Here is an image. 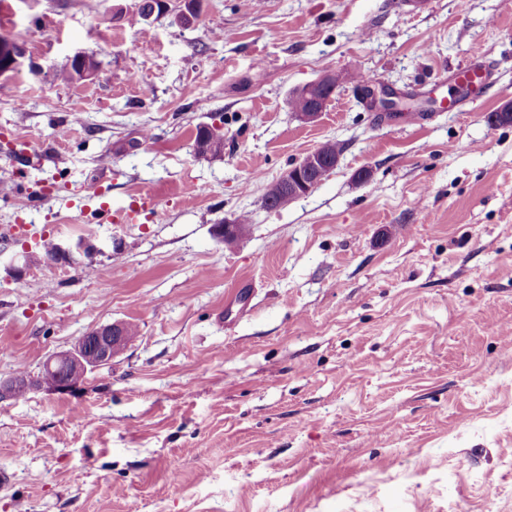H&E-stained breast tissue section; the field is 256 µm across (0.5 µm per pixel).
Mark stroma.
Returning a JSON list of instances; mask_svg holds the SVG:
<instances>
[{
  "mask_svg": "<svg viewBox=\"0 0 512 512\" xmlns=\"http://www.w3.org/2000/svg\"><path fill=\"white\" fill-rule=\"evenodd\" d=\"M0 0V378L139 334L67 391L0 401V512H512V0ZM492 64L462 110L438 73ZM95 56L88 79L58 73ZM345 74L314 122L291 92ZM429 100L415 124L358 76ZM224 122V153L196 157ZM333 172L267 188L326 141ZM153 198L139 223L102 207ZM249 218L225 248V222ZM51 239L73 260L23 267ZM92 246L85 274L78 244ZM250 285L246 309L229 297ZM288 197H299L312 190V186L307 182L301 173V167L293 165L288 172L274 183Z\"/></svg>",
  "mask_w": 512,
  "mask_h": 512,
  "instance_id": "35a3bbf8",
  "label": "stroma"
}]
</instances>
